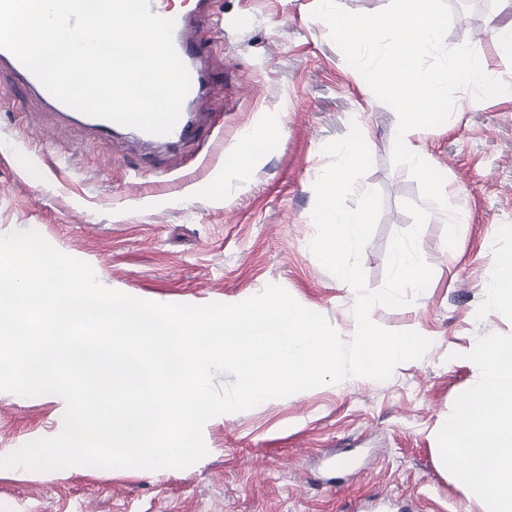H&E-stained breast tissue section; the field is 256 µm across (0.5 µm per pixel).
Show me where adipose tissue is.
Here are the masks:
<instances>
[{"mask_svg": "<svg viewBox=\"0 0 512 512\" xmlns=\"http://www.w3.org/2000/svg\"><path fill=\"white\" fill-rule=\"evenodd\" d=\"M481 360L490 387L460 401L448 423L449 450L465 460L461 477L493 495L494 512H512V359L493 347Z\"/></svg>", "mask_w": 512, "mask_h": 512, "instance_id": "1", "label": "adipose tissue"}]
</instances>
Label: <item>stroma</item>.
<instances>
[{
  "label": "stroma",
  "instance_id": "obj_1",
  "mask_svg": "<svg viewBox=\"0 0 512 512\" xmlns=\"http://www.w3.org/2000/svg\"><path fill=\"white\" fill-rule=\"evenodd\" d=\"M316 2L211 0L197 28L207 126L177 148L149 151L68 122L0 68V143L40 157L30 169L0 153V234L38 231L102 285L160 304H236L275 284L350 341L356 293L310 250L314 185L330 163L323 145L354 123L372 155L358 182L383 197L361 255L369 289L385 281L393 235L412 224L402 201L421 196L392 162L395 110L312 17ZM495 24L512 25V0H495L487 17L454 15L445 44H470L512 83V58L489 36ZM246 135L243 169L234 147ZM409 141L444 175L449 208L425 206L427 288L370 318L429 338L421 359L381 382L349 377L211 418L206 455L183 469H0V512H490L438 450L461 396L485 384L481 351L512 347V308L488 291L497 256L512 254V93L479 101L460 91L445 123ZM64 409L56 395L0 391V457L59 434Z\"/></svg>",
  "mask_w": 512,
  "mask_h": 512
}]
</instances>
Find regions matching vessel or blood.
<instances>
[{
	"mask_svg": "<svg viewBox=\"0 0 512 512\" xmlns=\"http://www.w3.org/2000/svg\"><path fill=\"white\" fill-rule=\"evenodd\" d=\"M173 42L175 48L187 66L191 85L184 102L188 107L185 117L179 118L173 130L166 135H151L138 132L137 137L150 145L179 146L191 142L201 132V122L197 118L194 109L198 102L205 96L208 88L207 74L200 59L202 54L193 35L187 32V16L175 15ZM7 61L20 76L25 89L36 92L42 99H49L50 94L40 81L26 69L18 59L8 50L0 49V61Z\"/></svg>",
	"mask_w": 512,
	"mask_h": 512,
	"instance_id": "b4317fda",
	"label": "vessel or blood"
}]
</instances>
